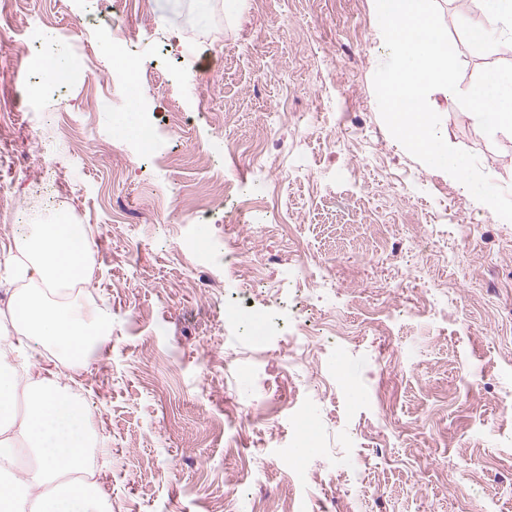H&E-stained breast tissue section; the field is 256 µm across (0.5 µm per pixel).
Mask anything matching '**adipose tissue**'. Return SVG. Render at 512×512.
<instances>
[{
    "instance_id": "1",
    "label": "adipose tissue",
    "mask_w": 512,
    "mask_h": 512,
    "mask_svg": "<svg viewBox=\"0 0 512 512\" xmlns=\"http://www.w3.org/2000/svg\"><path fill=\"white\" fill-rule=\"evenodd\" d=\"M483 21L471 32L474 44L489 35L512 41V0H478ZM91 238L82 224H30L16 241L26 258L17 269L31 286L14 292L9 324L0 327V512H102L98 483L70 480L85 464L95 438L86 404L58 378L23 380L11 355L33 341L57 356L81 360L93 336L111 335L100 314H83L72 303H54L49 292L92 278ZM34 451L39 466L12 473L19 447Z\"/></svg>"
}]
</instances>
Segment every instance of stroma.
I'll list each match as a JSON object with an SVG mask.
<instances>
[{"mask_svg": "<svg viewBox=\"0 0 512 512\" xmlns=\"http://www.w3.org/2000/svg\"><path fill=\"white\" fill-rule=\"evenodd\" d=\"M436 2L467 89L508 45L468 44L470 17ZM109 14L0 13V323L23 225L89 227L93 276L68 296L111 317L110 340L74 366L34 343L14 363L80 380L112 512H512V223L387 130L375 0H110ZM119 34L136 39L160 141L148 158L105 120L128 104ZM59 53L80 69L67 86L34 66ZM434 109L512 193V136H486L456 97ZM231 142L254 163L232 162ZM218 172L265 206L228 198L198 218ZM231 224L263 285L225 266ZM261 311L278 324L263 350L243 323ZM328 313L347 338L276 354Z\"/></svg>", "mask_w": 512, "mask_h": 512, "instance_id": "35a3bbf8", "label": "stroma"}]
</instances>
